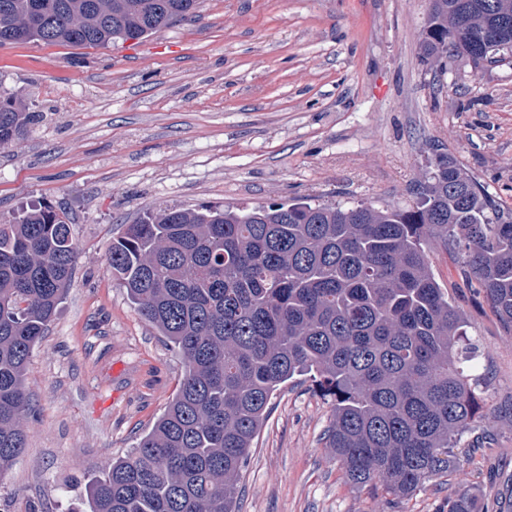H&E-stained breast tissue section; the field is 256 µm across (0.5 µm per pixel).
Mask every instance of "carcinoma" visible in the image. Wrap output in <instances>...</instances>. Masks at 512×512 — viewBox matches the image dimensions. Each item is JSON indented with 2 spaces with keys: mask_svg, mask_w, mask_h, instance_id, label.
I'll return each mask as SVG.
<instances>
[{
  "mask_svg": "<svg viewBox=\"0 0 512 512\" xmlns=\"http://www.w3.org/2000/svg\"><path fill=\"white\" fill-rule=\"evenodd\" d=\"M199 0H0V45L104 47L195 16ZM512 0H431L426 60L474 68ZM37 115L0 98V146ZM406 210L271 203L167 208L125 225L107 260L139 314L181 353L179 389L131 456L91 483L90 512H238L237 477L277 387L314 373L332 414L324 444L356 490L406 497L453 472L450 449L484 418L478 346L422 247L438 237L512 331V208L450 154ZM76 257L49 205L0 222V478L32 413L24 372L63 302ZM448 512H479L458 493Z\"/></svg>",
  "mask_w": 512,
  "mask_h": 512,
  "instance_id": "carcinoma-1",
  "label": "carcinoma"
}]
</instances>
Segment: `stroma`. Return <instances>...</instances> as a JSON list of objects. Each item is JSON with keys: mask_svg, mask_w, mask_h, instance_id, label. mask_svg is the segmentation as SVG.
Returning <instances> with one entry per match:
<instances>
[{"mask_svg": "<svg viewBox=\"0 0 512 512\" xmlns=\"http://www.w3.org/2000/svg\"><path fill=\"white\" fill-rule=\"evenodd\" d=\"M430 0H200L142 41L0 46V96L42 113L0 146V222L51 205L76 244L69 290L26 367L35 414L0 478V512H86L91 480L131 455L173 399L184 361L137 312L107 251L167 206L296 202L414 206L436 151L512 207V62H425ZM483 358L489 444L388 500L345 484L323 434L331 401L282 384L240 472L241 512H446L465 492L512 512V333L460 264L425 246Z\"/></svg>", "mask_w": 512, "mask_h": 512, "instance_id": "35a3bbf8", "label": "stroma"}]
</instances>
